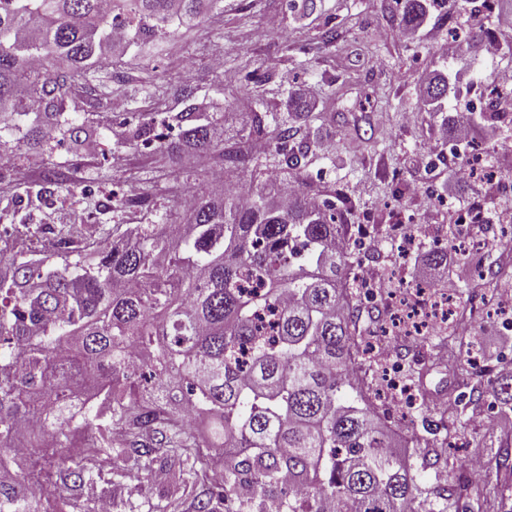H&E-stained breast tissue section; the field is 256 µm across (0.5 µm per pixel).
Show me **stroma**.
I'll list each match as a JSON object with an SVG mask.
<instances>
[{
	"instance_id": "35a3bbf8",
	"label": "stroma",
	"mask_w": 512,
	"mask_h": 512,
	"mask_svg": "<svg viewBox=\"0 0 512 512\" xmlns=\"http://www.w3.org/2000/svg\"><path fill=\"white\" fill-rule=\"evenodd\" d=\"M390 4L316 0L315 10L305 14L293 0H222L189 39L132 51L120 91L127 104L124 119L130 122L139 112L180 111L170 88L187 66L199 86L198 102L206 111L221 110L229 121L254 112L285 117L289 99L306 90L317 107L300 188L312 195L333 189L350 197L354 219L364 222L370 245L357 259L373 268L378 281L374 292L357 293L356 302L380 309L415 290L416 253L463 243L468 230L458 224L457 213L474 197H482L491 218L512 211V197L494 183L463 178L459 160L437 162L439 112L453 109L455 99L440 105L420 99L424 77L442 63L450 82L462 89L479 76L494 79L502 56L493 46L512 0H497L480 27L460 17L450 24L428 19L435 38L416 42L402 40L400 15ZM330 29L336 36L328 43L323 35ZM468 37L485 45L473 58L461 51ZM109 109V100L94 85L76 90L69 102L77 124L93 126L98 154L73 149L66 140L49 152L11 155L8 170L0 172V225L96 224L115 242L136 224L185 222L173 206L171 188L204 191L209 168L192 154L162 164L153 151L118 145L111 127L95 122ZM50 168L83 195L82 204L42 191L41 175ZM139 190L152 194L149 211L122 208L119 196ZM407 237L414 242L408 251L402 248ZM477 296L466 284L456 289L455 304L471 325L468 339L478 348L473 367L467 373L456 370L446 355H439L424 368L427 403L456 402L474 388L489 390L500 361L512 360L507 326L512 306L478 316L473 311ZM446 432L452 445L444 475L460 494L458 512H493L485 488L496 478L498 437L479 427L469 410L448 420ZM179 470L172 459L140 486L115 478L112 497L132 512H188L198 491L182 485Z\"/></svg>"
}]
</instances>
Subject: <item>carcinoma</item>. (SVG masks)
<instances>
[{
	"label": "carcinoma",
	"mask_w": 512,
	"mask_h": 512,
	"mask_svg": "<svg viewBox=\"0 0 512 512\" xmlns=\"http://www.w3.org/2000/svg\"><path fill=\"white\" fill-rule=\"evenodd\" d=\"M220 0H0V151L49 146L59 132L80 145L91 129L65 116L72 88L109 67L104 93L121 83L134 48L189 34ZM407 28L430 9L479 16L474 0H394ZM447 77L426 95L447 99ZM185 79L173 95L181 112H144L124 147L153 139L156 154L192 150L224 169L246 171L255 148L274 143L292 174L308 152L298 127L253 112L240 138L191 105ZM454 124L499 128L496 100ZM178 129L173 141L157 128ZM176 237L167 224L139 225L123 244L74 227L52 229L40 258L16 251L0 273V512H40L44 487L69 512H85L69 491L123 463L149 475L176 457L208 488L195 512H451L455 492L438 482L448 437L426 427L407 454L379 417L378 366L353 306L359 287L348 208L288 192L277 179L244 193L212 190L185 208ZM502 264L469 279L487 289ZM99 395L95 414L72 397ZM46 431L18 436L35 416ZM210 411L200 434L185 410ZM492 397L512 412V375ZM20 440L29 453L13 454ZM96 448L86 458L72 449ZM498 470L512 477V444L499 443Z\"/></svg>",
	"instance_id": "carcinoma-1"
}]
</instances>
